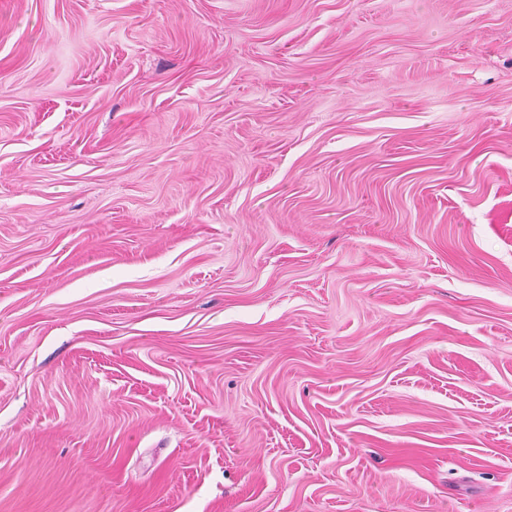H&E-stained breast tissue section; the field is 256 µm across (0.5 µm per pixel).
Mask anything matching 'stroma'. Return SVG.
I'll list each match as a JSON object with an SVG mask.
<instances>
[{
	"instance_id": "35a3bbf8",
	"label": "stroma",
	"mask_w": 512,
	"mask_h": 512,
	"mask_svg": "<svg viewBox=\"0 0 512 512\" xmlns=\"http://www.w3.org/2000/svg\"><path fill=\"white\" fill-rule=\"evenodd\" d=\"M0 512H512V0H0Z\"/></svg>"
}]
</instances>
